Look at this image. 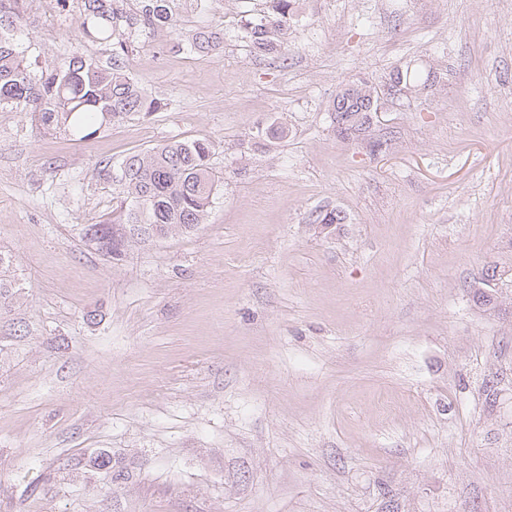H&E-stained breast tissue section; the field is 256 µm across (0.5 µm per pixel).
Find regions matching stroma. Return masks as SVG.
I'll return each mask as SVG.
<instances>
[{
    "mask_svg": "<svg viewBox=\"0 0 512 512\" xmlns=\"http://www.w3.org/2000/svg\"><path fill=\"white\" fill-rule=\"evenodd\" d=\"M264 6L181 9L206 55L140 36L165 110L85 140L0 110V512H512V287L474 298L512 271V0H296L283 58L246 36ZM28 16L41 65L110 54L78 8ZM406 67L438 82L373 113L381 148L338 138L340 84ZM196 139L203 224L81 240L119 203L100 162Z\"/></svg>",
    "mask_w": 512,
    "mask_h": 512,
    "instance_id": "stroma-1",
    "label": "stroma"
}]
</instances>
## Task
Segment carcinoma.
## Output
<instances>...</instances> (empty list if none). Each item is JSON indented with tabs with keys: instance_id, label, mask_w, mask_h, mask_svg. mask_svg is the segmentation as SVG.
Segmentation results:
<instances>
[{
	"instance_id": "cac0c4a2",
	"label": "carcinoma",
	"mask_w": 512,
	"mask_h": 512,
	"mask_svg": "<svg viewBox=\"0 0 512 512\" xmlns=\"http://www.w3.org/2000/svg\"><path fill=\"white\" fill-rule=\"evenodd\" d=\"M267 11L246 21L245 29L257 53H281L293 22L292 0H268ZM29 0H0V109L34 117L45 132H68L83 139L103 126L134 113L159 111L164 103L147 95L126 70L136 36L145 31L176 34L174 46L207 53L217 36L205 27L178 29L176 0H80L83 21L80 40L110 47L104 61L74 52L43 68L30 61V46L22 40ZM372 86L357 81L340 86L333 119L350 136L366 132ZM211 143L171 141L121 162H105L99 175L121 188L123 205L111 224H88L81 236L114 261H121L129 244L159 240L204 223L214 203L215 174L210 167ZM129 226L130 233L124 232ZM12 255L0 251V298L15 287L10 275Z\"/></svg>"
}]
</instances>
